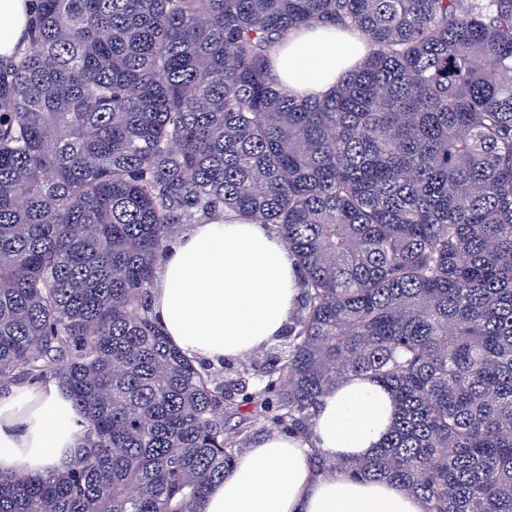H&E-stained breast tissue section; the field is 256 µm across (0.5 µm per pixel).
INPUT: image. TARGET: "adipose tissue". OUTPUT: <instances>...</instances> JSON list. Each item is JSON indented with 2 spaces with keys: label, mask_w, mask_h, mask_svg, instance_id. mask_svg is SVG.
I'll return each instance as SVG.
<instances>
[{
  "label": "adipose tissue",
  "mask_w": 512,
  "mask_h": 512,
  "mask_svg": "<svg viewBox=\"0 0 512 512\" xmlns=\"http://www.w3.org/2000/svg\"><path fill=\"white\" fill-rule=\"evenodd\" d=\"M28 0H0V54L11 53L29 23ZM366 56L362 40L315 24L291 33L274 55V73L298 96L329 93ZM154 312L171 343L221 367L288 333L300 273L279 235L236 220L185 227L158 265ZM395 413L386 389L369 380L327 392L313 438L274 433L239 453L231 473L209 490L203 512H426L423 500L389 482L353 481L313 469V450L363 457L386 436ZM77 429L58 392L0 396V471L55 475Z\"/></svg>",
  "instance_id": "ef3b65f1"
}]
</instances>
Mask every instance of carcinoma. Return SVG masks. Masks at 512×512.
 Returning <instances> with one entry per match:
<instances>
[{
	"label": "carcinoma",
	"mask_w": 512,
	"mask_h": 512,
	"mask_svg": "<svg viewBox=\"0 0 512 512\" xmlns=\"http://www.w3.org/2000/svg\"><path fill=\"white\" fill-rule=\"evenodd\" d=\"M0 56V392L77 415L0 512H202L262 433L355 379L397 413L318 474L426 512H512V0H33ZM367 45L322 97L272 73L311 24ZM267 224L301 273L288 350L227 381L153 312L178 232Z\"/></svg>",
	"instance_id": "obj_1"
}]
</instances>
